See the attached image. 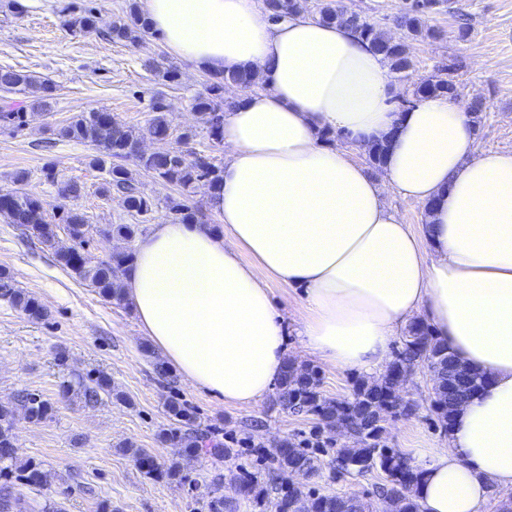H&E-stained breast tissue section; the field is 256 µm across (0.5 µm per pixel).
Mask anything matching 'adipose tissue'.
I'll use <instances>...</instances> for the list:
<instances>
[{"label": "adipose tissue", "instance_id": "ef3b65f1", "mask_svg": "<svg viewBox=\"0 0 512 512\" xmlns=\"http://www.w3.org/2000/svg\"><path fill=\"white\" fill-rule=\"evenodd\" d=\"M192 70L255 73L221 124L222 181L205 220L154 225L124 279L144 336L183 381L250 404L280 381L286 329L304 352L374 373L400 328L425 318L485 382L448 439L417 449L419 512H488L512 492V152H483L465 107L428 96L400 112L383 57L350 28L257 0H142ZM389 140L381 175L331 143ZM427 205L425 232L384 199ZM303 289L296 322L268 281Z\"/></svg>", "mask_w": 512, "mask_h": 512}]
</instances>
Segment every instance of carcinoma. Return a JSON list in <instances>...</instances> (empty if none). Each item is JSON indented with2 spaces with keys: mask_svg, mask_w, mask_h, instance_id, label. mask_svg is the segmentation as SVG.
I'll return each instance as SVG.
<instances>
[{
  "mask_svg": "<svg viewBox=\"0 0 512 512\" xmlns=\"http://www.w3.org/2000/svg\"><path fill=\"white\" fill-rule=\"evenodd\" d=\"M444 0H411L409 7L401 13L395 23L408 38L422 37L436 40L442 32L428 27L423 21L425 14L439 9ZM268 18L276 23L287 15L299 11L315 10L326 22L345 25L357 32L371 48L383 55L389 69L395 74L406 72L412 66L406 41L389 36L379 26L348 10L339 0H264ZM64 26L73 33L99 32L107 39L119 42H136L150 34V28L138 0H131L126 15L110 24L101 25L99 11L85 8L64 20ZM155 81L161 85H173L180 81V72L172 66L152 60L147 63ZM456 68L443 65L438 73L421 79L412 92V99L401 102L399 109L415 100L430 95L458 97ZM230 84L251 87L256 78L246 71L228 73L222 77H209L206 93L193 99L192 109L212 140L222 142L220 119L233 107V102L224 98V89ZM0 91L6 94L26 93L34 103L45 106L52 98L55 86L46 77L0 67ZM169 105L164 97L153 98L154 116L146 132L166 133L170 131L166 112ZM24 115L8 99L0 100V126H19ZM57 135L67 141L89 144L94 147L90 165L106 173L101 193L121 195L124 207L131 215L145 216L155 209L152 198L140 188L139 177L143 174L171 184L182 191L184 199H169L166 208L172 215L171 222L189 224L199 217V211L186 203L197 184L205 182L209 187L222 180V167L210 157L193 150L177 149L168 153L143 154L139 151L144 134L121 122L111 113L102 110L82 112L57 129ZM28 175L19 171L13 178L16 188L0 192V219L8 224H17L44 246L55 250L57 261L77 281L93 289L101 298L118 304L125 302L123 278L133 258V249L113 253L107 260H95L83 252L88 233L87 217L76 209L62 211L60 222L65 224L68 236L74 242L68 250L56 247V225L46 219L41 199L23 189ZM137 224H111L102 229L108 238L132 242L138 233ZM0 298L11 303L29 318L41 320L45 311L37 298L18 288L11 273L0 268ZM425 365L433 372L431 408L443 429H448L458 406L475 393L484 383L483 376L461 366L448 345L432 336L429 327L418 322L409 325L402 346L394 359L377 379L359 378L355 381L353 396L349 400H335L320 391L319 371L311 366L288 362L279 383V399L282 405L293 412H307L328 425L336 414H342L352 430L359 432L351 440L332 449L333 468L343 476L362 475L374 469L382 471L385 483V512H419V505L412 490L418 484L422 471L411 465L401 454L382 441L384 428L381 422L388 415H411L417 405L401 398L393 383L395 373L403 368ZM79 387L84 401L97 403L101 394L111 391V381L98 374L91 382L72 383L65 380L60 385L67 395L73 387ZM23 410L25 419L39 422L54 412L53 404L41 395L27 390L18 394L14 405L0 404V512H31L33 505L20 495L15 484L31 490L43 488L48 482L43 464L33 459L18 460L15 450L13 424L17 409ZM168 411L175 426L162 432L160 441L178 444L184 448V456L191 459L204 451L208 436L204 433L186 432L185 425L195 420L193 411L177 402L168 404ZM136 461L144 474L155 481H172L185 485L188 475L181 463L168 466L158 464L144 448L132 449ZM265 465L272 469V480L277 484L281 497L275 503L276 512H367L368 505L351 497L306 491L292 481L299 472L315 473L319 458L310 448L300 442L283 439L262 452ZM221 479H214L206 495L202 497V508L206 512H224V496L220 494ZM241 495L253 503L257 512H267L268 501L259 480L246 474L241 481Z\"/></svg>",
  "mask_w": 512,
  "mask_h": 512,
  "instance_id": "cac0c4a2",
  "label": "carcinoma"
}]
</instances>
